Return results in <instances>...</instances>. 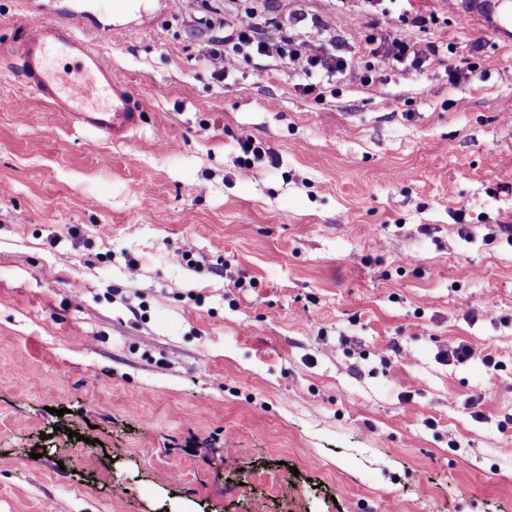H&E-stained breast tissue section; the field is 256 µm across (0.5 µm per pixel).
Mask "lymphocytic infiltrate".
<instances>
[{
    "label": "lymphocytic infiltrate",
    "instance_id": "lymphocytic-infiltrate-1",
    "mask_svg": "<svg viewBox=\"0 0 512 512\" xmlns=\"http://www.w3.org/2000/svg\"><path fill=\"white\" fill-rule=\"evenodd\" d=\"M228 32L213 37L204 46V59L216 77H224L240 61L253 57L280 60L305 76L343 75L352 81L370 84L375 80L376 64L398 63L411 68L422 67L431 55L438 53L435 43L421 44L408 35L365 37V50L372 62L365 68L351 64L344 56L326 51L323 39L303 34H286L273 41L265 37L260 19L247 12L228 24Z\"/></svg>",
    "mask_w": 512,
    "mask_h": 512
}]
</instances>
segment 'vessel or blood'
Here are the masks:
<instances>
[{
  "instance_id": "b4317fda",
  "label": "vessel or blood",
  "mask_w": 512,
  "mask_h": 512,
  "mask_svg": "<svg viewBox=\"0 0 512 512\" xmlns=\"http://www.w3.org/2000/svg\"><path fill=\"white\" fill-rule=\"evenodd\" d=\"M22 58L26 87L54 110L70 113L74 122L115 141L140 126L143 109L131 87L113 77L106 57L67 22L31 15ZM62 59L74 61V68L57 70Z\"/></svg>"
}]
</instances>
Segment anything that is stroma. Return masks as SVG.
<instances>
[{
    "label": "stroma",
    "instance_id": "stroma-1",
    "mask_svg": "<svg viewBox=\"0 0 512 512\" xmlns=\"http://www.w3.org/2000/svg\"><path fill=\"white\" fill-rule=\"evenodd\" d=\"M43 5L0 0V512H512V37L254 0L360 67L370 33L449 46L318 95L213 75L198 19L244 0H145L74 22L143 109L114 142L27 90Z\"/></svg>",
    "mask_w": 512,
    "mask_h": 512
}]
</instances>
